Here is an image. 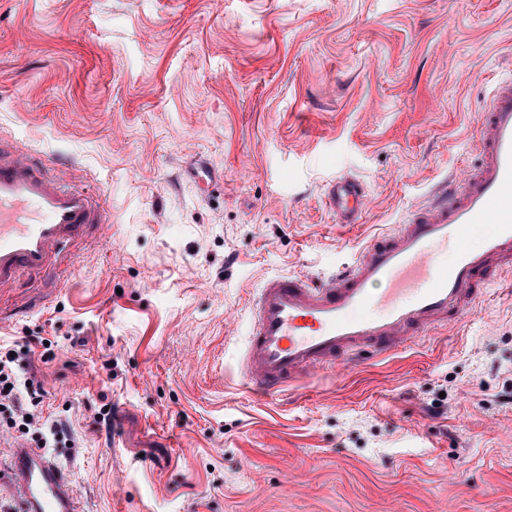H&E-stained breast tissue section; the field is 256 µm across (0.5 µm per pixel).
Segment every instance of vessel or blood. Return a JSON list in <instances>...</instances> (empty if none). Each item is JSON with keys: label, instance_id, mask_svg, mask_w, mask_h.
<instances>
[{"label": "vessel or blood", "instance_id": "1", "mask_svg": "<svg viewBox=\"0 0 512 512\" xmlns=\"http://www.w3.org/2000/svg\"><path fill=\"white\" fill-rule=\"evenodd\" d=\"M477 128L476 165L371 239L356 260L321 281H264L250 305L242 358L253 392L269 395L325 370L342 376L357 359L398 352L472 311L487 282L512 269V75L495 80ZM328 204L339 223L353 224L367 194L341 177ZM483 224L492 230L472 246ZM93 238L122 246L100 196L62 186L21 146L0 145V288L25 272L55 279L59 265L75 262ZM2 490L8 512H81L66 471L21 441L0 466Z\"/></svg>", "mask_w": 512, "mask_h": 512}]
</instances>
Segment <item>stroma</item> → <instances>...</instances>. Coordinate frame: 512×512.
<instances>
[{
    "instance_id": "1",
    "label": "stroma",
    "mask_w": 512,
    "mask_h": 512,
    "mask_svg": "<svg viewBox=\"0 0 512 512\" xmlns=\"http://www.w3.org/2000/svg\"><path fill=\"white\" fill-rule=\"evenodd\" d=\"M511 70L512 0H0V138L123 242L0 288L83 512H512V271L347 375L260 398L238 368L263 282L352 262L458 174ZM328 204L340 224H356L367 204L364 187L350 177L337 178L329 188Z\"/></svg>"
}]
</instances>
